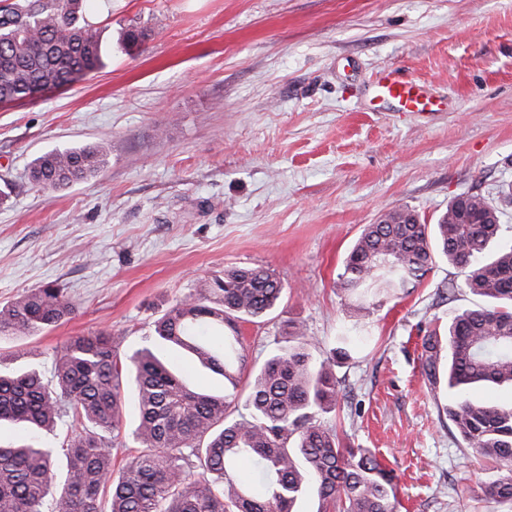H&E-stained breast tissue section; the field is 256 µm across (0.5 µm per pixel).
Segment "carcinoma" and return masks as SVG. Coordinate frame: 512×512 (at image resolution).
<instances>
[{
  "mask_svg": "<svg viewBox=\"0 0 512 512\" xmlns=\"http://www.w3.org/2000/svg\"><path fill=\"white\" fill-rule=\"evenodd\" d=\"M84 0H25L0 6V103L31 100L70 84L102 59L100 33L82 15ZM106 164L96 146L55 149L33 160L31 180L61 188L95 176ZM415 210H390L364 227L343 261L340 287L370 315L383 299L409 293L446 259L488 305L448 323V391L512 386V246L493 254L498 210L461 194L435 224H407ZM282 285L264 267H233L195 295L175 301L153 324L146 345L120 360L105 332L76 336L54 354L52 379L39 371H0V423L22 424L29 438L0 444V512H293L314 494L317 512H396L392 472L368 448L345 447L322 415L336 409L332 366L349 358L340 346L318 359L297 323L257 370H246L239 323L273 311ZM53 284L0 305V334L28 336L75 313ZM180 348L224 377L222 396L194 391L160 358ZM423 369L436 386L440 341L425 343ZM135 399L139 445L119 472L126 394ZM468 447L504 475L486 499L512 503V405L462 398L444 409ZM72 418L57 448L43 433Z\"/></svg>",
  "mask_w": 512,
  "mask_h": 512,
  "instance_id": "1",
  "label": "carcinoma"
}]
</instances>
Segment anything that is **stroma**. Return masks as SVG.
Wrapping results in <instances>:
<instances>
[{"label":"stroma","instance_id":"stroma-1","mask_svg":"<svg viewBox=\"0 0 512 512\" xmlns=\"http://www.w3.org/2000/svg\"><path fill=\"white\" fill-rule=\"evenodd\" d=\"M86 17L102 65L0 107V303L51 283L77 306L1 339L0 368L51 378L57 350L100 330L131 353L175 300L262 266L284 295L241 324L249 362L291 321L318 355L368 329L324 420L393 472L397 512H512L483 496L500 471L439 419L458 399L446 362L437 386L422 371L424 337L481 303L463 273L437 260L364 326L337 286L365 225L398 207L433 224L478 194L506 226L495 246L512 244V0H88ZM132 24L149 37L128 48ZM389 72L428 85L434 110L371 99ZM87 144L107 155L97 176L31 182L37 156Z\"/></svg>","mask_w":512,"mask_h":512}]
</instances>
